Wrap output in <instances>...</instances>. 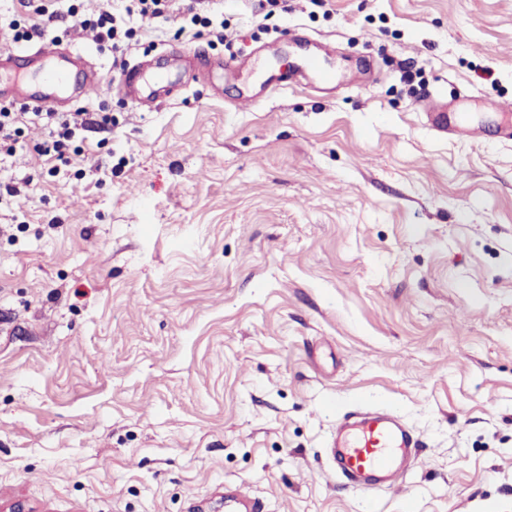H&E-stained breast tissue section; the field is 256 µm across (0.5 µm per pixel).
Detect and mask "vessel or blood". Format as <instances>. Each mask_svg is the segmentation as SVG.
<instances>
[{
    "mask_svg": "<svg viewBox=\"0 0 512 512\" xmlns=\"http://www.w3.org/2000/svg\"><path fill=\"white\" fill-rule=\"evenodd\" d=\"M79 63L86 66L80 98L87 102L96 95L99 86L98 72L87 55L70 45L52 42L35 50L1 48L0 75L8 74L9 82L6 87H0V100L33 109L53 108L54 93L65 87L72 67ZM308 72L325 84L336 80L335 71L325 61L306 56L288 75L267 74L265 89L274 94L301 87ZM178 80L177 72H144L133 63L115 79L112 89L116 97L142 104L149 99L153 86L174 84ZM491 107L497 114L492 124L466 120L454 105L440 100L424 103L421 109L438 133L476 142L493 134L512 141V107L497 101L492 102ZM420 446L418 435L394 410L361 405L338 414L330 454L336 464L337 477L354 494L363 497L378 489L405 459L417 456Z\"/></svg>",
    "mask_w": 512,
    "mask_h": 512,
    "instance_id": "obj_1",
    "label": "vessel or blood"
}]
</instances>
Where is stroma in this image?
<instances>
[{"instance_id": "35a3bbf8", "label": "stroma", "mask_w": 512, "mask_h": 512, "mask_svg": "<svg viewBox=\"0 0 512 512\" xmlns=\"http://www.w3.org/2000/svg\"><path fill=\"white\" fill-rule=\"evenodd\" d=\"M175 0L127 60L249 56L149 110L112 51L69 164L0 162V512H512V142L437 134L419 102L512 103V0ZM224 19L231 46L198 34ZM338 80L237 109L293 31ZM19 186L16 195L5 185ZM422 447L363 501L328 440L356 403Z\"/></svg>"}]
</instances>
